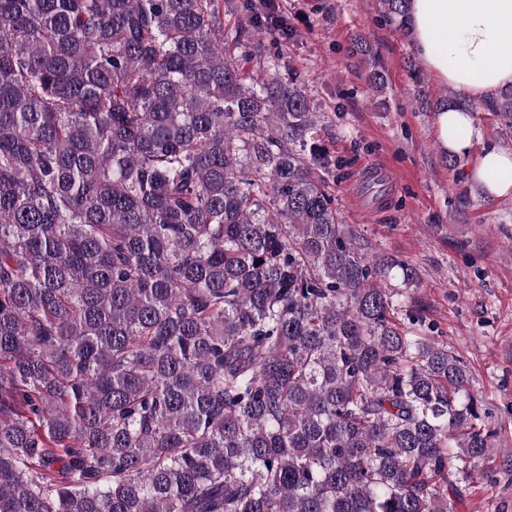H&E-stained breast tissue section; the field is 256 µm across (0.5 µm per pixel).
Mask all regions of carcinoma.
<instances>
[{
	"instance_id": "1",
	"label": "carcinoma",
	"mask_w": 512,
	"mask_h": 512,
	"mask_svg": "<svg viewBox=\"0 0 512 512\" xmlns=\"http://www.w3.org/2000/svg\"><path fill=\"white\" fill-rule=\"evenodd\" d=\"M254 32L223 0H0V512H456L489 458L310 98L231 55ZM483 108L512 131V89Z\"/></svg>"
}]
</instances>
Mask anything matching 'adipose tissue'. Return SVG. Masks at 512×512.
<instances>
[{
  "label": "adipose tissue",
  "mask_w": 512,
  "mask_h": 512,
  "mask_svg": "<svg viewBox=\"0 0 512 512\" xmlns=\"http://www.w3.org/2000/svg\"><path fill=\"white\" fill-rule=\"evenodd\" d=\"M412 42L425 68L458 94L488 100L512 88V0H409ZM443 150L468 156L478 128L472 113L438 112ZM458 128L450 136L449 128ZM512 172V152L491 147L467 169L489 196L512 193V179L493 180V172Z\"/></svg>",
  "instance_id": "ef3b65f1"
}]
</instances>
